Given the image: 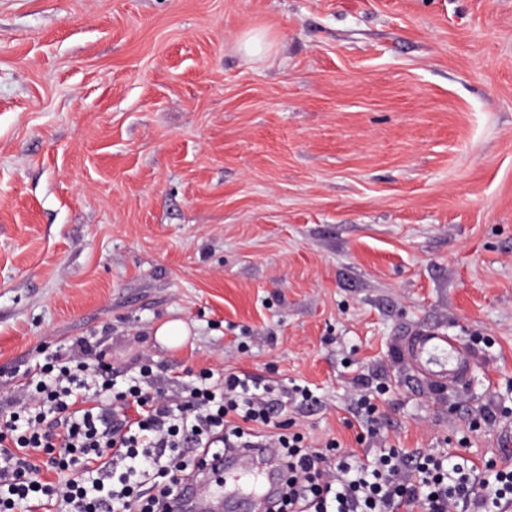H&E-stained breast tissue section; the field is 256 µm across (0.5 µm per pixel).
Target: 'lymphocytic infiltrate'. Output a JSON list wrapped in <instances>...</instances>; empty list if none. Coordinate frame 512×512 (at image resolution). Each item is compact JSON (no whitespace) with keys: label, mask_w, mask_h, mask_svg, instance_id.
<instances>
[{"label":"lymphocytic infiltrate","mask_w":512,"mask_h":512,"mask_svg":"<svg viewBox=\"0 0 512 512\" xmlns=\"http://www.w3.org/2000/svg\"><path fill=\"white\" fill-rule=\"evenodd\" d=\"M92 338L34 366L0 410V512H171L209 459L286 449L272 512H506L512 464L479 469L448 451H344L335 467L299 434L284 433L283 403L247 372L201 373L162 398L153 371L117 388ZM135 414H128V406ZM178 483H170L171 472Z\"/></svg>","instance_id":"f902f5d3"}]
</instances>
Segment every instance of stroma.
I'll return each instance as SVG.
<instances>
[{"instance_id":"1","label":"stroma","mask_w":512,"mask_h":512,"mask_svg":"<svg viewBox=\"0 0 512 512\" xmlns=\"http://www.w3.org/2000/svg\"><path fill=\"white\" fill-rule=\"evenodd\" d=\"M427 326L469 380L403 363ZM87 336L306 388L316 445L379 450L362 373L393 447L512 459V0H0V405ZM155 336L163 343L178 346L188 336V329L182 321H168L157 327ZM400 353L416 374L440 386L466 378L474 362L461 338L440 327L422 328L407 336ZM357 382L360 386V394L357 398L358 408L360 411V418L367 426L369 422L374 421V415L377 411V405L375 403V394H379L377 386H373L369 381L366 382L364 377H358ZM374 390V391H373ZM367 432L372 436H376L380 431L376 430L373 426L367 427Z\"/></svg>"}]
</instances>
